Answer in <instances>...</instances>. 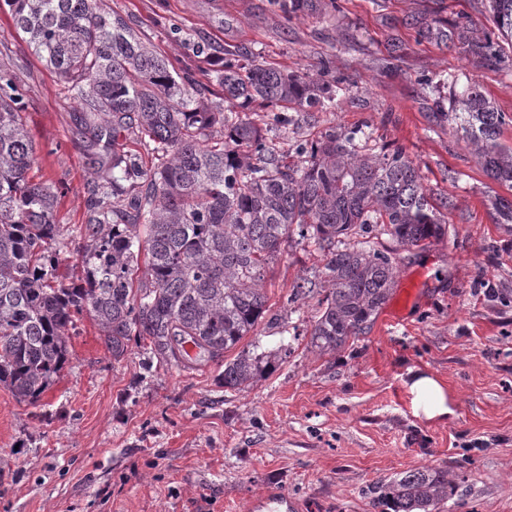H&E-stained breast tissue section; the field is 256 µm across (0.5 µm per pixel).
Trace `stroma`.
Instances as JSON below:
<instances>
[{
    "label": "stroma",
    "instance_id": "1",
    "mask_svg": "<svg viewBox=\"0 0 512 512\" xmlns=\"http://www.w3.org/2000/svg\"><path fill=\"white\" fill-rule=\"evenodd\" d=\"M103 0L172 67L196 81L211 50L291 71L327 65L346 78L345 96L292 113L281 127L267 109L251 121L274 154L296 161L298 143L325 129L367 126L376 144L402 147L419 165L448 232L400 252L395 285L371 328L333 355L310 346L323 289L292 287L322 265L314 246L270 269L269 312L256 332L266 349L282 324L299 337L275 370L243 391L218 381L223 362L188 370L142 369L140 347L116 362L88 316L70 328V361L37 405L0 385V512H270L264 494L288 495L292 512H374L378 480L424 467L447 468L455 486L439 512H512V224L490 180L457 136L438 98L449 73L482 85L512 116V60L492 66L456 46L420 40L421 22L468 16L489 27L484 0ZM0 64L23 96L21 117L35 147V180L56 184L59 223H84L90 145L64 84L33 55L0 11ZM426 373L448 391L451 413L418 410L408 383Z\"/></svg>",
    "mask_w": 512,
    "mask_h": 512
}]
</instances>
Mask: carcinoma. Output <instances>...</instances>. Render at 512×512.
<instances>
[{"mask_svg": "<svg viewBox=\"0 0 512 512\" xmlns=\"http://www.w3.org/2000/svg\"><path fill=\"white\" fill-rule=\"evenodd\" d=\"M493 29L477 41L469 23L431 20L422 39L461 44L488 62L512 50V0H486ZM34 55L77 101L81 121L112 154L94 174L86 222L56 218L58 189L29 176L34 148L20 117L22 99L0 64V383L35 405L69 361L68 330L78 315L98 325L115 361L130 342L152 364L224 357L269 311L266 269L288 249L312 243L323 253L314 278L326 289L311 344L334 354L365 333L389 298L396 257L380 249L420 247L444 237L447 221L419 168L401 147H367L370 134L331 127L298 146L301 164L275 158L262 129L216 111L207 88L181 77L101 0H0ZM212 82L247 112L256 105L295 112L332 102L346 80L327 66L288 72L223 57ZM439 103L449 128L484 173L512 188V146L501 143L512 117L483 88L448 76ZM136 137L150 148L146 167L126 154ZM500 224H512V199L496 197ZM254 338L224 362L227 389L250 387L290 354ZM454 486L444 468H424L373 488L378 512H438Z\"/></svg>", "mask_w": 512, "mask_h": 512, "instance_id": "obj_1", "label": "carcinoma"}]
</instances>
